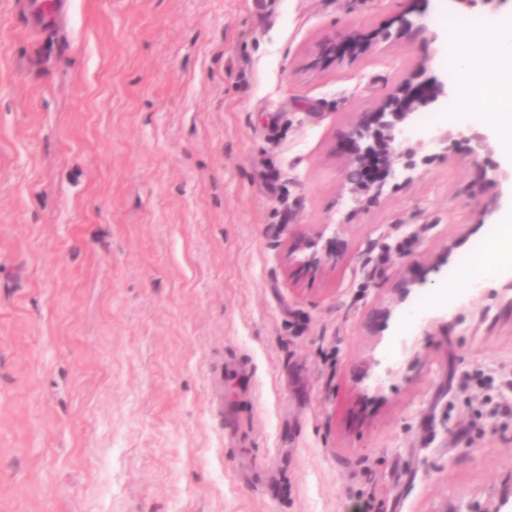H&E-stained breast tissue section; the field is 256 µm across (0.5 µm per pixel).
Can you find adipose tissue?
I'll list each match as a JSON object with an SVG mask.
<instances>
[{
	"instance_id": "obj_1",
	"label": "adipose tissue",
	"mask_w": 512,
	"mask_h": 512,
	"mask_svg": "<svg viewBox=\"0 0 512 512\" xmlns=\"http://www.w3.org/2000/svg\"><path fill=\"white\" fill-rule=\"evenodd\" d=\"M448 50L458 86L449 118L493 126L504 153L512 156V25L489 20L457 29Z\"/></svg>"
}]
</instances>
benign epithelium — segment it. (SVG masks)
I'll use <instances>...</instances> for the list:
<instances>
[{"label":"benign epithelium","mask_w":512,"mask_h":512,"mask_svg":"<svg viewBox=\"0 0 512 512\" xmlns=\"http://www.w3.org/2000/svg\"><path fill=\"white\" fill-rule=\"evenodd\" d=\"M452 85L448 78L431 76L422 82L408 78L398 92L379 103L372 111L362 113L361 119L348 133L349 155L343 169L345 186L352 193L379 192L380 186L365 179L366 169L374 162L387 171L400 164L403 169L415 168L414 158L427 147H438L451 152L461 137L468 144L474 160L486 158L498 152L497 142L485 127H470L464 134L452 128H439L428 139L410 143L404 137L405 127L419 108L448 101ZM491 195L483 212L490 215L512 204V164H496L487 179ZM320 238L309 241L304 247L294 249L289 257L296 264L309 270L319 268L335 258L328 245H319ZM425 277L402 279L395 288L396 304L410 301L415 288L425 285Z\"/></svg>","instance_id":"benign-epithelium-1"}]
</instances>
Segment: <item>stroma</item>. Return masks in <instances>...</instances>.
Returning a JSON list of instances; mask_svg holds the SVG:
<instances>
[{"label": "stroma", "instance_id": "obj_1", "mask_svg": "<svg viewBox=\"0 0 512 512\" xmlns=\"http://www.w3.org/2000/svg\"><path fill=\"white\" fill-rule=\"evenodd\" d=\"M490 16L512 0H71L48 40L0 0V512H482L512 307L437 290L496 232L481 165L357 197L343 165L362 112L452 69L402 19ZM318 234L333 262L289 261Z\"/></svg>", "mask_w": 512, "mask_h": 512}]
</instances>
